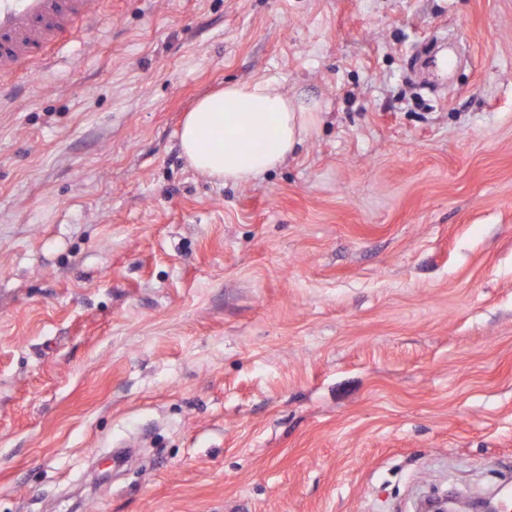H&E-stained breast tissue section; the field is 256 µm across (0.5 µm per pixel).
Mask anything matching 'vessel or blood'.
Segmentation results:
<instances>
[{
    "instance_id": "1",
    "label": "vessel or blood",
    "mask_w": 512,
    "mask_h": 512,
    "mask_svg": "<svg viewBox=\"0 0 512 512\" xmlns=\"http://www.w3.org/2000/svg\"><path fill=\"white\" fill-rule=\"evenodd\" d=\"M97 12V0H0V79L45 55Z\"/></svg>"
}]
</instances>
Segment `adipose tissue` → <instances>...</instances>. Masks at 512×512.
I'll use <instances>...</instances> for the list:
<instances>
[{
	"label": "adipose tissue",
	"instance_id": "ef3b65f1",
	"mask_svg": "<svg viewBox=\"0 0 512 512\" xmlns=\"http://www.w3.org/2000/svg\"><path fill=\"white\" fill-rule=\"evenodd\" d=\"M322 110L313 95L288 94L275 77L231 83L187 112L180 146L199 174L246 184L282 165L317 130Z\"/></svg>",
	"mask_w": 512,
	"mask_h": 512
}]
</instances>
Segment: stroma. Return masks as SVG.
Segmentation results:
<instances>
[{
	"instance_id": "stroma-1",
	"label": "stroma",
	"mask_w": 512,
	"mask_h": 512,
	"mask_svg": "<svg viewBox=\"0 0 512 512\" xmlns=\"http://www.w3.org/2000/svg\"><path fill=\"white\" fill-rule=\"evenodd\" d=\"M99 9L0 91V512L512 481V0ZM271 76L313 135L247 184L192 170L186 112Z\"/></svg>"
}]
</instances>
